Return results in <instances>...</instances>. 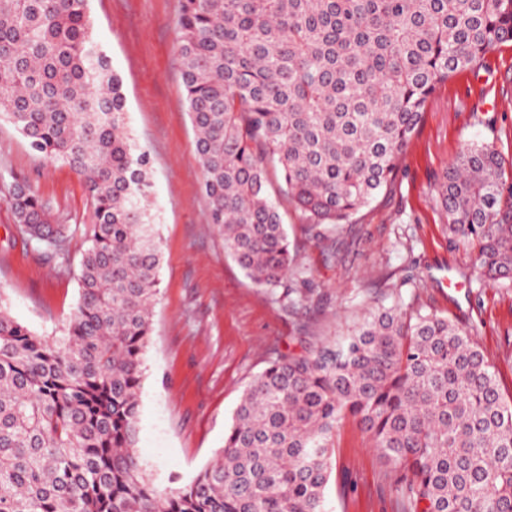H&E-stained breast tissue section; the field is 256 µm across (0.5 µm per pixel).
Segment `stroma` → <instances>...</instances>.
<instances>
[{
  "label": "stroma",
  "instance_id": "1",
  "mask_svg": "<svg viewBox=\"0 0 512 512\" xmlns=\"http://www.w3.org/2000/svg\"><path fill=\"white\" fill-rule=\"evenodd\" d=\"M89 10L122 79L130 126L150 153L151 204L160 213V293L135 448L158 488L189 484L220 453L243 390L271 358L344 336L365 310L396 301L470 330L512 400V288L487 282L470 249H449L435 201L464 143L496 141L512 163L511 43L489 55L477 79L439 86L393 179L352 223L316 240L287 210L290 248L310 288L285 310L225 253L208 220L177 53L179 0H89ZM15 175L30 177L72 223L88 217L90 198L68 166L38 158L0 126V302L36 334L58 336L79 303L84 240L74 236L63 271L13 237L6 199ZM332 448L325 512H397L389 470L354 420L339 424Z\"/></svg>",
  "mask_w": 512,
  "mask_h": 512
}]
</instances>
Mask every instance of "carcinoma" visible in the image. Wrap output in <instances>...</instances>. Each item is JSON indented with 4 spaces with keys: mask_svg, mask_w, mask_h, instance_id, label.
Listing matches in <instances>:
<instances>
[{
    "mask_svg": "<svg viewBox=\"0 0 512 512\" xmlns=\"http://www.w3.org/2000/svg\"><path fill=\"white\" fill-rule=\"evenodd\" d=\"M512 43V0H180L186 103L224 251L289 299L305 282L279 192L323 237L394 177L435 89ZM69 166L91 199L71 226L26 176L15 233L50 259L84 238L80 301L59 337L0 304V512H325L330 441L353 418L400 512H512V401L474 336L397 304L246 387L218 459L158 489L134 451L159 294L151 161L87 0H0V124ZM450 246L512 288V164L464 145L436 187Z\"/></svg>",
    "mask_w": 512,
    "mask_h": 512,
    "instance_id": "carcinoma-1",
    "label": "carcinoma"
}]
</instances>
